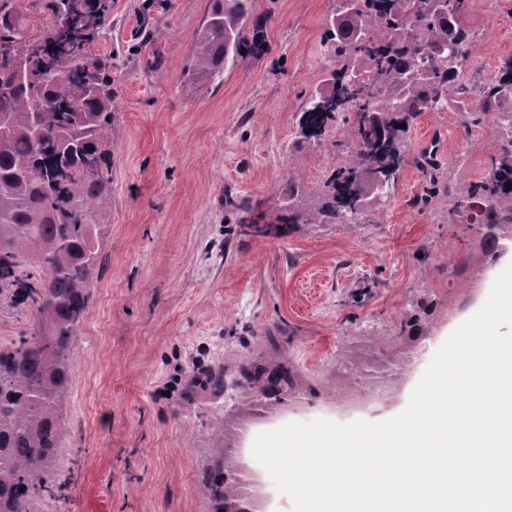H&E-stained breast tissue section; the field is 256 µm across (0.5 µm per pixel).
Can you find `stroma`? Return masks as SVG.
Masks as SVG:
<instances>
[{
  "instance_id": "stroma-1",
  "label": "stroma",
  "mask_w": 512,
  "mask_h": 512,
  "mask_svg": "<svg viewBox=\"0 0 512 512\" xmlns=\"http://www.w3.org/2000/svg\"><path fill=\"white\" fill-rule=\"evenodd\" d=\"M112 0L98 41L112 58V176L101 264L76 332L72 383L57 404L68 427L51 512H213L203 473L217 448L326 418L381 421L405 409L436 349L485 302L512 248L486 261L481 236L448 221L458 184L489 171L493 116L473 97L412 118L398 185L364 223L302 224L279 237L240 228V203L265 223L288 188L318 191L351 128L304 139L310 94L329 93L323 40L336 0H253L266 51L186 82L210 0ZM475 35L461 79L478 88L512 57V0H469ZM151 35L136 40L142 26ZM421 351L377 409L337 402L336 358ZM287 363L276 416L255 411L257 366ZM224 370V388L200 373ZM252 419L235 438V422Z\"/></svg>"
}]
</instances>
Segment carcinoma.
I'll return each instance as SVG.
<instances>
[{
  "instance_id": "carcinoma-1",
  "label": "carcinoma",
  "mask_w": 512,
  "mask_h": 512,
  "mask_svg": "<svg viewBox=\"0 0 512 512\" xmlns=\"http://www.w3.org/2000/svg\"><path fill=\"white\" fill-rule=\"evenodd\" d=\"M469 0H450L451 15L431 0H338L325 43L340 68L336 94H312L301 133L318 140L332 122H352V159L336 167L308 198L288 187L280 224L258 232L277 236L296 224H358L379 182L395 187L407 149L409 117L439 110L462 94L473 34L464 23ZM54 24L35 42L21 40L19 0H0V309L24 313L29 332L0 346V512H29L34 499L52 496L51 464L66 435L56 406L72 377L75 330L91 303L90 279L100 264L102 227L94 210L107 201L112 163V58L95 41L111 0H47ZM253 27L254 40L243 35ZM263 20L251 0H211L187 75L210 80L224 64L265 52ZM33 59L30 77L13 63ZM475 111L493 114L512 98V59L477 91ZM508 140L491 156L489 173L459 188L450 223H472L471 201H485L477 232L487 252L512 235V119L499 121ZM210 496L218 512H232L233 492L215 460Z\"/></svg>"
}]
</instances>
